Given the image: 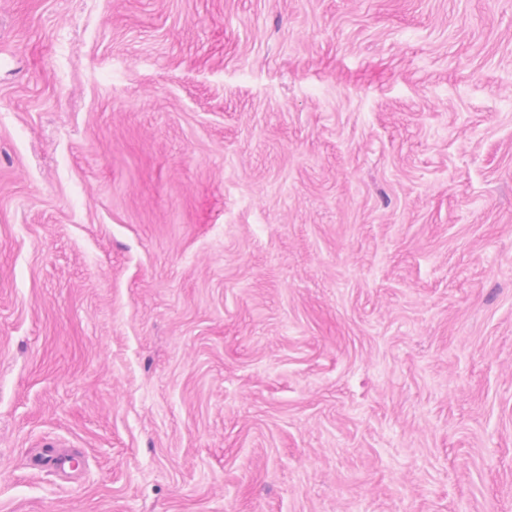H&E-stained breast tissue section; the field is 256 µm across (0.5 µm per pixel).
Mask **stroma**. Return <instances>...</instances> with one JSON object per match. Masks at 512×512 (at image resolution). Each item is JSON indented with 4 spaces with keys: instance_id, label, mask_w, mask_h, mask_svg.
<instances>
[{
    "instance_id": "1",
    "label": "stroma",
    "mask_w": 512,
    "mask_h": 512,
    "mask_svg": "<svg viewBox=\"0 0 512 512\" xmlns=\"http://www.w3.org/2000/svg\"><path fill=\"white\" fill-rule=\"evenodd\" d=\"M0 512H512V0H0Z\"/></svg>"
}]
</instances>
